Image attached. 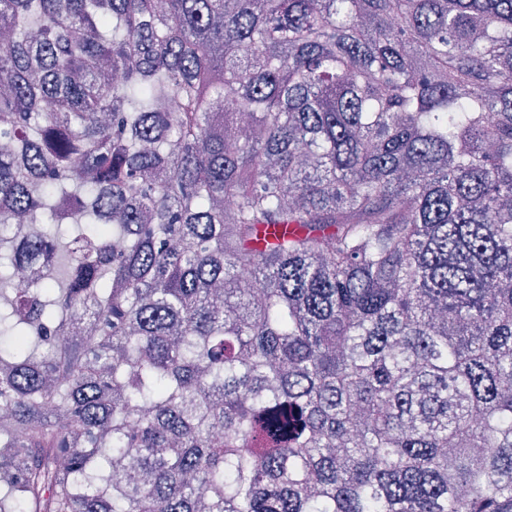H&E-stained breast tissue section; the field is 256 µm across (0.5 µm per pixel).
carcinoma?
<instances>
[{
  "mask_svg": "<svg viewBox=\"0 0 512 512\" xmlns=\"http://www.w3.org/2000/svg\"><path fill=\"white\" fill-rule=\"evenodd\" d=\"M0 33V512H512V0Z\"/></svg>",
  "mask_w": 512,
  "mask_h": 512,
  "instance_id": "carcinoma-1",
  "label": "carcinoma"
}]
</instances>
